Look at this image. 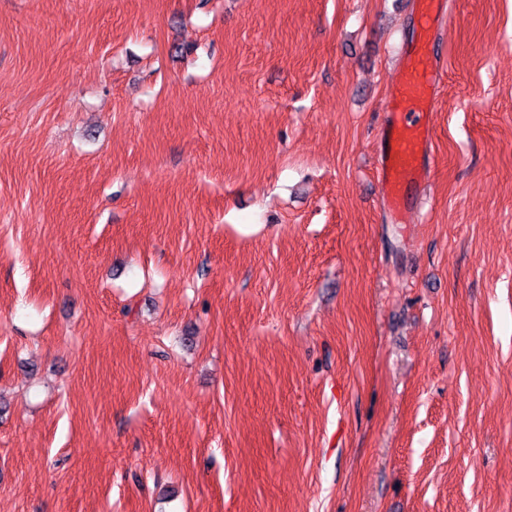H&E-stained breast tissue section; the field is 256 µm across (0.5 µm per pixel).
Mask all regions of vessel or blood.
I'll list each match as a JSON object with an SVG mask.
<instances>
[{"label":"vessel or blood","instance_id":"obj_1","mask_svg":"<svg viewBox=\"0 0 512 512\" xmlns=\"http://www.w3.org/2000/svg\"><path fill=\"white\" fill-rule=\"evenodd\" d=\"M417 4L425 32L435 31L441 22L442 0H417ZM445 79L446 69L434 59L428 44L415 46L408 51L385 103L386 149L378 175L395 208L405 207L409 186H423L429 181V116Z\"/></svg>","mask_w":512,"mask_h":512}]
</instances>
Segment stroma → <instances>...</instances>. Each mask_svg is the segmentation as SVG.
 Masks as SVG:
<instances>
[{
    "label": "stroma",
    "instance_id": "1",
    "mask_svg": "<svg viewBox=\"0 0 512 512\" xmlns=\"http://www.w3.org/2000/svg\"><path fill=\"white\" fill-rule=\"evenodd\" d=\"M0 0V512H512V0ZM425 40L406 52L407 58L384 106L383 139L378 176L398 210L407 203L410 185L426 186L431 169L429 152L432 132L429 115L446 79V68L429 49L428 36L441 22V0H417Z\"/></svg>",
    "mask_w": 512,
    "mask_h": 512
}]
</instances>
